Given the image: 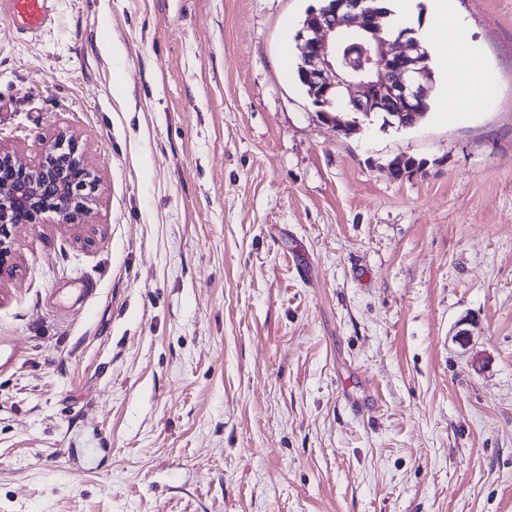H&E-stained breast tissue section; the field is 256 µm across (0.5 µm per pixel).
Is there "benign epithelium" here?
Wrapping results in <instances>:
<instances>
[{"instance_id":"1","label":"benign epithelium","mask_w":512,"mask_h":512,"mask_svg":"<svg viewBox=\"0 0 512 512\" xmlns=\"http://www.w3.org/2000/svg\"><path fill=\"white\" fill-rule=\"evenodd\" d=\"M376 0H332L321 9L307 12L299 30L302 41V77L311 89V99L320 118L339 132L361 130L358 116L374 112H395L400 125L414 127L423 118L419 101L428 94L421 43L416 39L388 40L378 18ZM354 28L360 41L345 56L336 55L341 31ZM336 74V82L326 73ZM356 87L359 95L348 102L345 115L337 114L334 97L345 88ZM83 170L91 178L75 145L64 150L57 144L46 147L33 167L0 153V270L9 262L11 248L2 238L4 230L18 224H41L47 216L59 224L77 222L88 208L89 198L81 195L71 179V169Z\"/></svg>"}]
</instances>
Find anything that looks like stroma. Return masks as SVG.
<instances>
[{
    "mask_svg": "<svg viewBox=\"0 0 512 512\" xmlns=\"http://www.w3.org/2000/svg\"><path fill=\"white\" fill-rule=\"evenodd\" d=\"M320 4L0 19V150L96 175L82 223L10 236L0 512H512V0H450L472 111L350 137L296 76ZM460 69H463L460 77L464 74L468 75V87L464 90L463 106L469 107L485 96L483 90L489 85L488 73L478 68L473 60H461Z\"/></svg>",
    "mask_w": 512,
    "mask_h": 512,
    "instance_id": "1",
    "label": "stroma"
}]
</instances>
